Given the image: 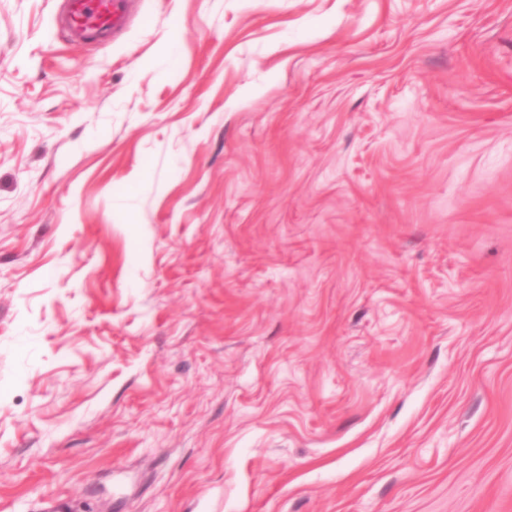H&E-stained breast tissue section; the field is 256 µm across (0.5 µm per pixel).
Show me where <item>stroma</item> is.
Here are the masks:
<instances>
[{"instance_id": "1", "label": "stroma", "mask_w": 512, "mask_h": 512, "mask_svg": "<svg viewBox=\"0 0 512 512\" xmlns=\"http://www.w3.org/2000/svg\"><path fill=\"white\" fill-rule=\"evenodd\" d=\"M59 504L512 512V0H0V512ZM128 0H65L67 20L81 40L97 38L126 23Z\"/></svg>"}]
</instances>
